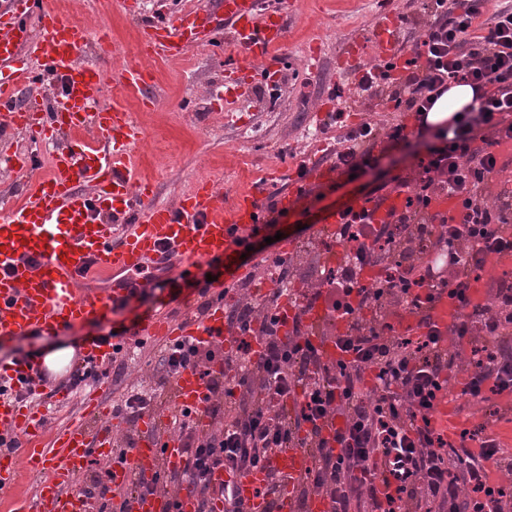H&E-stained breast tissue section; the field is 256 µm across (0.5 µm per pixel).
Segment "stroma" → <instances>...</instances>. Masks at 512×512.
Instances as JSON below:
<instances>
[{
  "instance_id": "1",
  "label": "stroma",
  "mask_w": 512,
  "mask_h": 512,
  "mask_svg": "<svg viewBox=\"0 0 512 512\" xmlns=\"http://www.w3.org/2000/svg\"><path fill=\"white\" fill-rule=\"evenodd\" d=\"M288 40L282 48L287 59L282 74L288 83L287 96H278L267 86L239 99L232 108V119L210 117L207 89L218 81L221 62H238L241 53L225 45L223 58L202 48L179 61L154 59L152 66L162 92L153 111H140L129 102L144 129L148 147L134 156L136 168L153 177L161 197L177 191V179L205 177L223 181L227 194H235L260 183L268 194H278L287 173L321 158L326 145L320 121L313 108L324 96H339L352 101L361 70L341 76L336 60L348 39L372 38L379 15L393 11L399 16V34L405 48L425 36L419 23V0H292ZM319 42L321 55L316 68H308L302 53L311 42ZM421 140L410 146L391 145L380 139L374 149L378 162L374 168L356 175L340 173L335 181L320 186L317 194L301 198L291 215L278 218L273 231L285 236L298 235L300 227L312 224L337 206L361 198L372 183H393L406 176L414 164V151ZM158 299L131 301L113 315L111 321L88 323L68 334L53 338L29 336L24 347H64L80 344L86 337L120 331L147 318L158 306ZM158 344L143 348L141 355L125 358L122 368L124 387L143 388L155 393V405H163L167 387L158 386Z\"/></svg>"
}]
</instances>
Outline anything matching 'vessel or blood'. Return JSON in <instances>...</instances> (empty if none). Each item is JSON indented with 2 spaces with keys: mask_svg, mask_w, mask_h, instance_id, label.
I'll return each instance as SVG.
<instances>
[{
  "mask_svg": "<svg viewBox=\"0 0 512 512\" xmlns=\"http://www.w3.org/2000/svg\"><path fill=\"white\" fill-rule=\"evenodd\" d=\"M115 7L139 20V60H127L112 46L109 27L78 25L59 0H0V146L17 133L50 145L48 161L17 152L0 163V189L14 184L21 190L0 199V347L25 336L54 337L87 322L108 317L114 306L132 295L169 294L210 267L206 285L210 304L203 315L189 307L172 311L163 306L144 322L115 336H92L78 347L79 355L18 353L0 362V512H91L76 477L90 454L111 456L112 416L95 389L82 383L88 371L150 341L167 345L202 343L216 354L234 350L237 341L224 320V293L253 270L240 261L249 243L264 232L266 199L254 186L225 195L213 179L198 178L171 199L159 200L152 177L138 173L133 157L144 131L126 106L136 100L154 109L160 100L150 64L160 57L184 58L196 48L222 49L232 42L251 83L282 72L278 54L287 40L288 12L284 4L267 0H199L196 7L140 20L136 0H113ZM398 17L389 12L377 22L372 41L351 38L337 59L340 70L360 65L367 53L380 61L407 58L397 41ZM330 163L308 165L290 174L277 202L295 205L310 186L335 180ZM408 192L392 188L375 209L376 222L401 211ZM512 267V254H491L467 295L470 306L486 302L485 282ZM97 278L109 279L105 288ZM462 313L459 300L434 290L419 313L394 317L395 328L421 335L430 331L450 343L448 326ZM327 312L315 304L306 314L314 326L309 340L324 361L348 360L334 340L318 335ZM79 400L86 423L54 426L47 408ZM214 394L198 371L186 368L173 379L168 409L147 410L136 425L137 443L123 464L112 469V486L126 488L132 477H151L159 467L175 469L182 462L178 435L168 429L172 413H187L205 429ZM432 426L453 433L475 425L462 418L455 390L443 386L430 414ZM22 454L9 452V445ZM50 456L53 465L40 481L35 497L19 490L26 464ZM312 464L304 448H288L273 456L267 471L284 481L278 512H330L320 496L298 507L297 479ZM253 471L230 477L215 470V483L232 481L237 498L252 512H266V473Z\"/></svg>",
  "mask_w": 512,
  "mask_h": 512,
  "instance_id": "obj_1",
  "label": "vessel or blood"
}]
</instances>
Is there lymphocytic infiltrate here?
Returning a JSON list of instances; mask_svg holds the SVG:
<instances>
[{
	"mask_svg": "<svg viewBox=\"0 0 512 512\" xmlns=\"http://www.w3.org/2000/svg\"><path fill=\"white\" fill-rule=\"evenodd\" d=\"M488 2L422 0L428 30L400 75L389 63L363 72L361 96L375 100L390 124L339 131L329 155L350 172L369 167L380 133L397 142L408 138L395 113H415L425 150L408 176L414 189L392 222L372 223L363 210L331 234L342 260L333 268L310 260L321 289L301 293L288 334H281L275 308L295 267L280 257L255 265L274 281L270 294L225 314L239 345L221 372H213L215 355L204 345L164 347L166 378L190 367L207 379L215 394L210 430L200 439L185 418H173L185 452L182 468L158 470L148 482L134 480L120 493L119 512H131L133 499L162 491L174 500L187 492L196 512H213L217 497L224 512H249L229 484L213 483V471L263 470L274 455L295 447L312 458L299 480L300 499L322 495L332 512H512V490L490 482L491 469L512 468V448L483 424L450 443L429 420L441 377L454 370L462 346L473 355L462 409L489 413L492 396L512 390V280L489 282L486 304L463 312L450 330L453 343L445 347L436 333L403 335L388 320L397 311L420 312L424 288H445L466 300L486 258L512 252V190L488 201L493 177L506 168L494 147L512 139V0L492 12ZM454 83L474 88L475 105L446 125H430L428 112ZM443 195L457 199L459 209L439 224L431 203ZM433 251L444 254L442 264L432 263ZM369 266L379 277L368 284L361 274ZM319 300L347 316L341 343L353 354L350 362L326 363L307 342L305 314ZM254 335L265 345L255 360L248 356ZM297 393L299 410H273V403ZM335 419L342 427L325 437ZM473 441L478 450L470 449ZM378 476L393 484V495L378 497Z\"/></svg>",
	"mask_w": 512,
	"mask_h": 512,
	"instance_id": "lymphocytic-infiltrate-1",
	"label": "lymphocytic infiltrate"
}]
</instances>
